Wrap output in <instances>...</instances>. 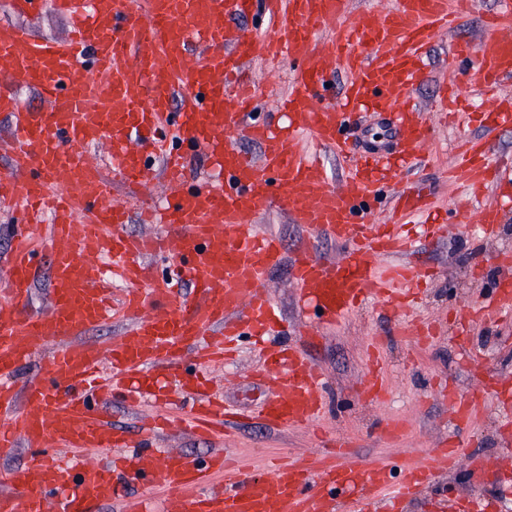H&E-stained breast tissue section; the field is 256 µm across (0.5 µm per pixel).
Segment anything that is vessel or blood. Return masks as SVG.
Listing matches in <instances>:
<instances>
[{"mask_svg":"<svg viewBox=\"0 0 512 512\" xmlns=\"http://www.w3.org/2000/svg\"><path fill=\"white\" fill-rule=\"evenodd\" d=\"M68 15L66 39L39 40L16 22L45 5ZM473 0H392L380 14L350 18L347 0H0V203L13 209L8 252L0 257V459L19 449L22 469L0 488V512H97L113 501L125 512H371L384 500L392 512L456 463L458 445L445 439L425 460L394 470L385 463L331 457L283 459L270 476L254 478L228 466V452L200 460L180 451L128 462L115 449L129 445L113 427V398L136 404L160 399L164 373L182 346L198 365L189 382L198 403L187 412L144 418L145 435L176 429L230 441L241 418L207 397V370L242 337L266 335L274 309L268 273L282 243L259 231L254 216L268 207L303 228L343 245L336 260L303 246L290 262L299 302L318 319L341 323L366 300L387 293L375 260L405 251L394 225L422 212L428 200L400 185L399 174L419 160L428 126L404 111L428 79L425 51L467 17ZM258 11L268 29L251 33L234 16ZM492 33L453 42L452 59L468 62L485 97L479 121L512 128V0H500ZM285 57L295 64L281 102L285 123L249 121L261 89L242 75L256 60ZM348 81L340 108L315 101L336 71ZM36 89L38 107L21 90ZM389 115L399 148L394 158L370 149L367 159L329 183L320 149L344 157L353 150L341 131L344 112ZM240 135L257 143L260 159L239 151ZM107 144L108 161L93 153ZM490 140L457 148L459 196L476 201L494 182ZM204 153L212 179L190 183V154ZM174 196L149 197L156 156ZM122 184L138 210L112 198ZM389 190V222L369 223L370 207ZM157 233L122 231L132 215ZM180 255L175 277L156 280L145 258ZM49 261V303L29 307L36 271ZM194 295L185 298L182 284ZM128 321L120 336L88 340L90 331ZM33 366L24 384L17 370ZM274 378L261 417L273 427L310 425L322 409V374L291 347L268 350L260 373ZM474 402L449 396L454 425L471 423ZM223 473V484L213 482ZM142 481L134 498L128 479ZM166 491L154 500L152 491Z\"/></svg>","mask_w":512,"mask_h":512,"instance_id":"b4317fda","label":"vessel or blood"}]
</instances>
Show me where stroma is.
Segmentation results:
<instances>
[{"label":"stroma","instance_id":"obj_1","mask_svg":"<svg viewBox=\"0 0 512 512\" xmlns=\"http://www.w3.org/2000/svg\"><path fill=\"white\" fill-rule=\"evenodd\" d=\"M499 0H475L471 14L452 36H439L426 55L432 80L417 93V104L429 110L439 94L438 81L456 63L448 56L450 39L470 40L484 31L487 16L497 12ZM290 63L274 71L253 65L249 75L258 84L275 87L274 95L259 99L253 117L280 122L278 96L288 89ZM358 151L374 145L385 150L395 146L394 129L389 121L365 114L349 129ZM490 136L497 155L512 157V129L491 133L465 125L439 127L427 147L428 159L406 168L405 183H420L432 193V212L439 219L456 225L448 238H421L409 255L412 265L428 272L418 289L419 303L409 316L436 328L432 341L415 346L403 334L396 315L379 302H371L336 326L317 323L315 315L304 314L296 304L295 287L289 277L290 261L305 243L316 242L318 252L327 258L342 255L343 247L328 237H316L314 230L289 223L277 210H269L259 220L261 229L279 236L283 243L280 264L271 270L268 289L288 322L287 333L296 336L312 328L316 341L305 351L325 376V407L321 417L308 428H273L258 415L268 399L267 390L250 373L259 356L251 340H243L237 358L214 367L216 389L226 403L247 415L237 433L233 450L240 466L250 475L262 476L270 461L284 453L313 455L329 443L344 444L353 462H376L398 466L430 454L445 437L461 444L462 454L454 468L442 472L436 481L401 512H433L436 501L450 500L471 493L480 494L490 512H512V474L495 467L475 471L471 458L492 459L512 449V433L500 427L501 418L512 407L480 399L474 421L466 427L448 420V397L469 398L482 382L512 377V314L494 321L470 325L456 320L458 310L495 303L498 283L503 277L494 256L512 252V168L503 169L497 186L487 201L502 208V222L495 238H485L476 211L456 207L457 188L449 186L444 167L452 160V149L459 137ZM379 348L385 392L370 400L363 393L369 369L371 348ZM397 424V438L383 437L386 422Z\"/></svg>","mask_w":512,"mask_h":512}]
</instances>
